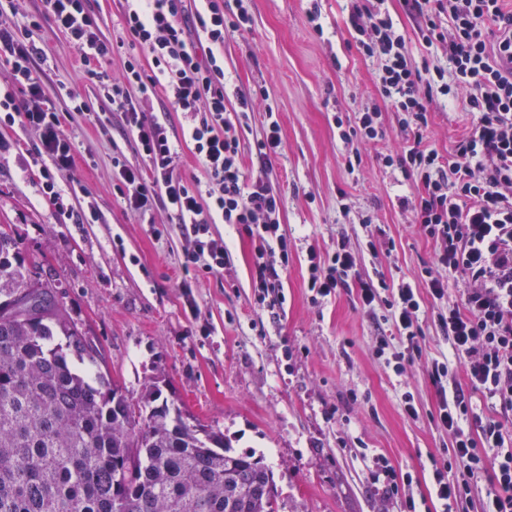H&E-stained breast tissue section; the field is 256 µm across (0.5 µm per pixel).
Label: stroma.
Listing matches in <instances>:
<instances>
[{
	"mask_svg": "<svg viewBox=\"0 0 512 512\" xmlns=\"http://www.w3.org/2000/svg\"><path fill=\"white\" fill-rule=\"evenodd\" d=\"M353 0H246V27L224 40L227 93L259 91L255 110L239 130L249 175L265 179L282 199L288 267L281 273L285 302L276 311L260 304L252 287L254 243L236 226L214 224L231 256L223 270L199 273L191 291L180 282L191 243L163 204L153 224L127 211L116 189L113 158L142 164L121 113L112 112L97 81L84 75L79 54L41 19L40 0H15L9 22L28 25L45 58L36 62L45 93L65 113L64 131L76 146V191L64 201L94 218L75 224L40 193L32 174L34 131L0 122V224L22 243L28 268L53 278L57 292L88 336L105 352L107 371L134 395L159 387L205 424L221 430L239 452L261 455L274 472L278 512H407L404 497H389L373 484L366 456L386 457L397 473L411 474L415 499L429 512L432 463H445L448 433L431 421L441 383L433 359L449 352L423 296L419 324L422 356L395 375L375 352L387 325L384 307L364 308L357 278L335 296L312 302L307 287L309 247L323 252L345 240L358 276L379 274L387 286L413 280L434 266L436 243L425 236L399 197L413 192L399 166L407 134L381 93L375 59L365 55L352 26ZM406 38L408 57L447 66L445 52L427 54L418 19L404 0H379ZM77 95L92 112H107V129L95 128L71 109ZM273 109L282 149L260 161L254 144ZM378 109L381 139L360 144L361 161L348 168L351 149L342 135L358 113ZM427 143L440 156L470 127L474 116L461 101L432 106ZM173 137L188 125L164 92L147 105ZM175 165L187 182L204 177L181 142ZM162 225L155 236L153 225ZM375 250H368V243ZM411 394L417 419L403 412Z\"/></svg>",
	"mask_w": 512,
	"mask_h": 512,
	"instance_id": "1",
	"label": "stroma"
}]
</instances>
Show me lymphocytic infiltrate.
Instances as JSON below:
<instances>
[{
	"instance_id": "lymphocytic-infiltrate-1",
	"label": "lymphocytic infiltrate",
	"mask_w": 512,
	"mask_h": 512,
	"mask_svg": "<svg viewBox=\"0 0 512 512\" xmlns=\"http://www.w3.org/2000/svg\"><path fill=\"white\" fill-rule=\"evenodd\" d=\"M42 15L64 33L80 53L89 77L97 79L111 112L122 113L145 167L115 161L120 197L127 210L144 216L163 203L193 241L185 268L223 269L230 251L209 228L221 222L239 226L255 244L253 285L259 299L285 301L276 264L288 259V238L281 231L280 196L263 180H248L236 125L228 115L224 58L217 54L226 35L248 22L245 8L225 14L223 0H198L187 12L185 0H130L123 28L137 55L124 63L121 77L105 68L114 45L100 35L85 0H41ZM419 19L417 34L425 49L444 48L453 73L430 64L414 67L406 40L392 19L364 4L355 5L353 23L363 50L381 66L385 98L400 111L409 143L386 165H399L416 188L400 197L421 230L438 245L436 270L419 281H404L382 296L385 281L359 279V299L371 309L384 305L390 335L377 339L386 365L402 375L422 353L418 313L422 294L439 309L437 322L448 340V357L433 361L435 377L450 378L439 393L433 423L452 437L449 451L458 478L433 467L432 493L441 512H455L459 501L478 487L486 469L493 483L482 498V512H512V10L504 0H405ZM43 50L21 25L0 22V60L9 65L11 84L0 87V112L36 132L41 193L62 207L64 181L75 162V147L62 130V114L45 99L34 71ZM164 90L174 111L189 115L186 139L205 178L188 184L175 169L177 151L165 123L147 117L142 102ZM465 91L463 105L479 119L447 157L430 149L424 132L435 98ZM111 112L95 116L106 126ZM357 267L345 241L321 256L309 252L308 288L327 298L347 285ZM470 281L460 300L448 298L451 281ZM463 369L467 387L453 382ZM500 409L501 418L480 415L473 394Z\"/></svg>"
}]
</instances>
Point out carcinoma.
Here are the masks:
<instances>
[{
    "mask_svg": "<svg viewBox=\"0 0 512 512\" xmlns=\"http://www.w3.org/2000/svg\"><path fill=\"white\" fill-rule=\"evenodd\" d=\"M0 227V512H277L273 472L180 408L127 400Z\"/></svg>",
    "mask_w": 512,
    "mask_h": 512,
    "instance_id": "cac0c4a2",
    "label": "carcinoma"
}]
</instances>
